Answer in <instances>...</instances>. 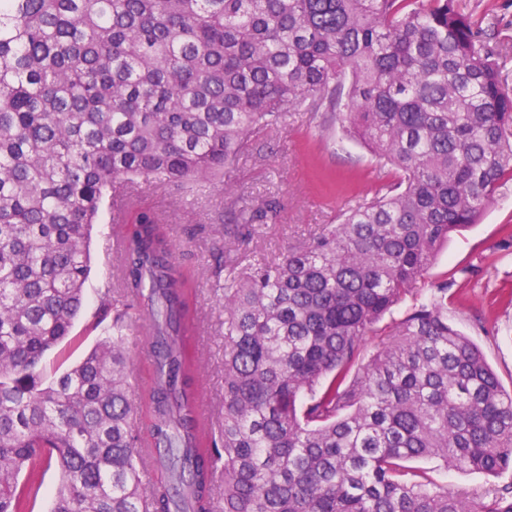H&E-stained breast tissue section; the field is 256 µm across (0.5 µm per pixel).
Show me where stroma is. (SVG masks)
Instances as JSON below:
<instances>
[{
    "label": "stroma",
    "mask_w": 512,
    "mask_h": 512,
    "mask_svg": "<svg viewBox=\"0 0 512 512\" xmlns=\"http://www.w3.org/2000/svg\"><path fill=\"white\" fill-rule=\"evenodd\" d=\"M472 21L495 30L512 54V0H462ZM377 164L357 142L345 138L334 121L308 112L289 113L283 126L257 133L251 152L224 172V186L207 192L182 193L174 187L147 183L137 191L140 206L155 210L169 224L176 257L200 272L199 325L189 336L200 363L202 409L214 424L224 422V290L215 268L224 250L225 190L246 199L273 198L280 204L279 220L256 225L241 265L278 254L288 245L307 240L321 225L333 224L353 197L376 184ZM133 212L121 209L112 223L95 225L90 253L91 271L85 284L86 304L75 322L70 341L50 351L49 372L76 364L103 339L92 329L104 288L120 289L119 257L106 245ZM512 226V181L484 210L480 221L450 235L420 284L393 311L402 319L414 302L426 301L432 284L449 281L448 319L474 341L512 392V254L499 245Z\"/></svg>",
    "instance_id": "obj_1"
}]
</instances>
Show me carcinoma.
I'll list each match as a JSON object with an SVG mask.
<instances>
[{
    "label": "carcinoma",
    "mask_w": 512,
    "mask_h": 512,
    "mask_svg": "<svg viewBox=\"0 0 512 512\" xmlns=\"http://www.w3.org/2000/svg\"><path fill=\"white\" fill-rule=\"evenodd\" d=\"M506 60L459 0H0V512H30L53 463L51 512H512V485L477 502L413 466L512 473V393L448 321V283L380 327L512 181ZM301 109L336 114L395 177L303 244L224 263L222 431L188 346L199 279L150 209L91 324L108 336L46 380L113 185L211 187ZM237 203L228 254L279 217ZM145 460L163 480L143 481Z\"/></svg>",
    "instance_id": "carcinoma-1"
}]
</instances>
